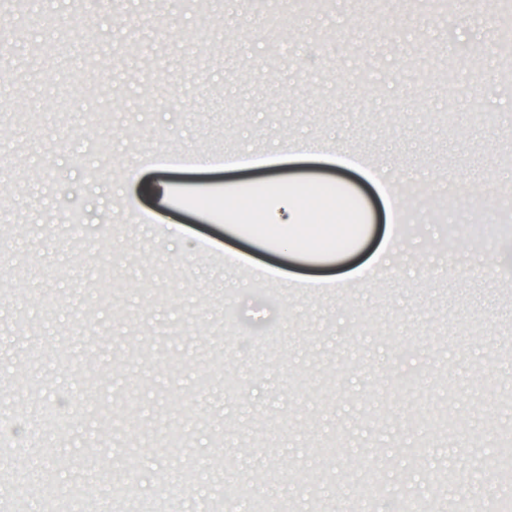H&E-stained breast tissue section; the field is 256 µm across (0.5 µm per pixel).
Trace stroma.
<instances>
[{"label": "stroma", "mask_w": 512, "mask_h": 512, "mask_svg": "<svg viewBox=\"0 0 512 512\" xmlns=\"http://www.w3.org/2000/svg\"><path fill=\"white\" fill-rule=\"evenodd\" d=\"M476 3L443 18L333 0L277 36L285 0H213L207 18L158 0L164 30L141 0H31L62 27L41 57L46 31L0 13V484L39 486L23 512H210L230 481L282 512L512 500L488 462L512 427V275L494 269L512 246V86L487 53L499 22ZM96 78L104 96L75 94ZM309 141L333 159L270 158ZM345 150L393 170L412 218L394 266L341 288L255 280L254 261L343 273L380 245L379 194ZM272 177L284 189L264 195ZM315 182L346 191L355 238L338 261L273 258L280 241L242 206L263 197L277 224ZM228 247L249 264L228 270ZM91 355L123 358L107 387L86 385ZM172 420L181 455L162 443ZM333 437L348 445L327 460ZM131 451L134 491L113 498ZM368 481L380 494L358 500ZM80 486L93 493L77 502Z\"/></svg>", "instance_id": "1"}]
</instances>
